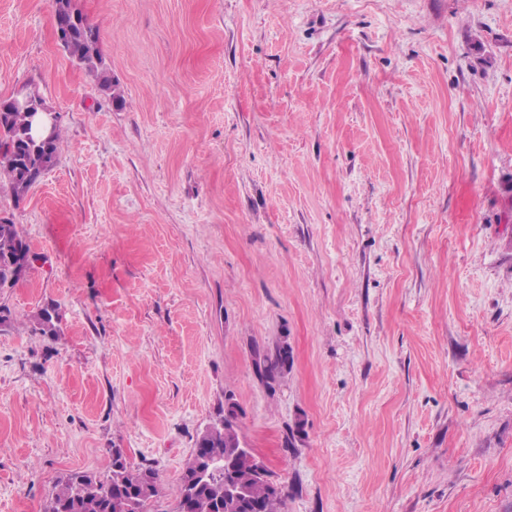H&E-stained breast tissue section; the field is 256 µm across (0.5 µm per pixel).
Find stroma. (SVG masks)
Instances as JSON below:
<instances>
[{
	"mask_svg": "<svg viewBox=\"0 0 512 512\" xmlns=\"http://www.w3.org/2000/svg\"><path fill=\"white\" fill-rule=\"evenodd\" d=\"M76 3L123 105L0 0V97L61 132L0 183V512L116 448L175 512L230 408L283 512H512V0ZM33 254L30 244L23 236L17 224L10 220H0V288L12 287L23 276L27 268L24 260Z\"/></svg>",
	"mask_w": 512,
	"mask_h": 512,
	"instance_id": "stroma-1",
	"label": "stroma"
}]
</instances>
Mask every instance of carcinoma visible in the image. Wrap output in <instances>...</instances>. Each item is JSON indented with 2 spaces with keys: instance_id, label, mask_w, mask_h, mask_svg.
<instances>
[{
  "instance_id": "carcinoma-1",
  "label": "carcinoma",
  "mask_w": 512,
  "mask_h": 512,
  "mask_svg": "<svg viewBox=\"0 0 512 512\" xmlns=\"http://www.w3.org/2000/svg\"><path fill=\"white\" fill-rule=\"evenodd\" d=\"M51 10L55 31L68 56L85 65L98 79L109 98L122 103L112 77L104 67L98 43L99 30L77 8L75 0H55ZM10 100H0V178H5L15 200L22 199L55 163L60 130L42 142L28 134V113L9 110ZM33 254L18 225L0 220V288L15 285L26 271L24 260ZM56 308L46 307L35 316L43 336L57 334ZM241 444L236 429L224 430V421L201 432L196 447L181 475L177 509L187 512H282L284 488L271 479L269 470L251 451L237 459L232 474L206 470L205 457H228ZM157 473L150 467L130 466L119 448L112 453V474L99 478L88 472H74L60 479L46 512H151L159 496Z\"/></svg>"
}]
</instances>
